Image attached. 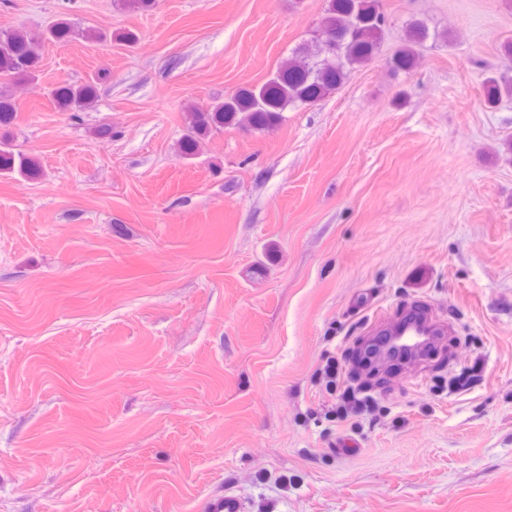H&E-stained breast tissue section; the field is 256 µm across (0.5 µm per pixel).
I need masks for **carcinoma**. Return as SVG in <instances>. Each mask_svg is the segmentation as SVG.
I'll use <instances>...</instances> for the list:
<instances>
[{
  "mask_svg": "<svg viewBox=\"0 0 512 512\" xmlns=\"http://www.w3.org/2000/svg\"><path fill=\"white\" fill-rule=\"evenodd\" d=\"M382 0H327L324 15L312 38L289 57L265 83L240 88L206 107L192 106L185 112V132L178 142L179 155L192 159L203 141L226 128L269 130L283 120L292 107L312 105L334 92L349 73L375 59L386 27ZM70 22L59 19L32 36L22 29L0 30V80L13 85L38 79L41 43H68L75 38ZM336 38V67L326 68L324 37ZM429 36L424 23L414 21L406 28L401 47L387 60L395 72L409 73L416 65V46ZM97 97V80L80 84L62 83L52 90L54 104L61 112H81ZM512 97V66L492 73L482 81V103L494 107L502 98ZM18 117L13 94L0 90V176L18 175L25 181L41 178L39 159L14 148L9 128Z\"/></svg>",
  "mask_w": 512,
  "mask_h": 512,
  "instance_id": "1",
  "label": "carcinoma"
}]
</instances>
